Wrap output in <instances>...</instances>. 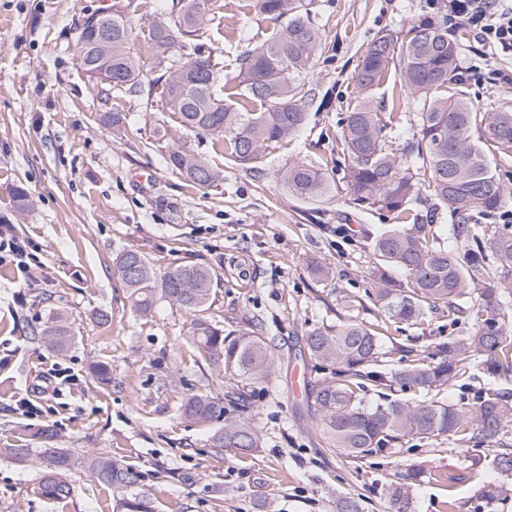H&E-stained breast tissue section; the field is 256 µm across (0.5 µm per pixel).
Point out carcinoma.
<instances>
[{
	"instance_id": "carcinoma-1",
	"label": "carcinoma",
	"mask_w": 512,
	"mask_h": 512,
	"mask_svg": "<svg viewBox=\"0 0 512 512\" xmlns=\"http://www.w3.org/2000/svg\"><path fill=\"white\" fill-rule=\"evenodd\" d=\"M312 4L313 0H256L257 12L280 26L239 56L233 82L260 111L243 112L225 102L217 92L220 76L211 54L191 45L201 25L221 23L222 0H168L149 30L153 68L162 74L148 86L163 80L169 110L184 128L212 137L234 164L252 165L305 123L301 86L323 40L321 29L310 20ZM136 8L135 0L118 2L103 29L89 28L78 36V62L88 66V78L120 93L144 92L143 62L133 50L129 23ZM446 26L447 13L428 3L403 37L385 32L367 45L355 77L358 95L341 137L347 155L345 178L356 204H373L401 219L425 194L445 207L450 218L446 247L433 245L428 225L416 216L411 224L367 232L374 259L370 295L397 324L415 325L425 305L443 303L453 321L470 323L474 331L437 344L429 361L417 358L390 372L373 369L381 355V336L361 322L309 333V354L343 367L310 389L321 432L354 460L382 453L406 436L484 441L512 422V404L493 390L475 403L390 401L365 408L359 398L367 383L430 393L456 378L472 360L494 377L512 372V337L506 332L512 324V232L509 225L498 223L506 212L504 185L483 149L488 143L500 157H512V111H473L464 91L457 88V49L440 32ZM102 38L111 42L106 58L95 52L94 44ZM177 47L184 53L174 60ZM392 68L399 72L401 89L420 103L415 132L398 154L388 149L387 129L400 117L378 111L373 97ZM169 163L197 185L221 176L204 157L190 151L171 152ZM279 178L289 195L304 201L322 202L335 191L321 169L304 162L289 164L279 171ZM116 267L134 311L146 312L165 300L192 314L193 344L217 371L245 386L271 376L274 361L264 336L255 330L226 331L205 315L217 279L210 266L190 262L159 277L144 255L127 249L116 257ZM396 268L412 276L410 286L392 279ZM42 336L62 351L73 339L72 323L58 313ZM90 375L100 385L112 382L105 362L92 363ZM183 413L199 423L224 418V408L204 394L187 397ZM36 436L52 465L42 481V494L54 502L66 501L74 493L66 477L70 456L54 446L52 426L41 427ZM210 442L213 448H233L247 456L259 447L260 435L248 422L230 421L214 430ZM87 469L99 485L112 490L113 512H156L143 489L141 472L124 460L99 452L88 458ZM423 474V468L413 466L390 482L386 495L393 512H412V489ZM508 493L505 484L491 481L483 486L481 498L494 504Z\"/></svg>"
}]
</instances>
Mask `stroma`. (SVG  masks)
Returning a JSON list of instances; mask_svg holds the SVG:
<instances>
[{"label":"stroma","instance_id":"obj_1","mask_svg":"<svg viewBox=\"0 0 512 512\" xmlns=\"http://www.w3.org/2000/svg\"><path fill=\"white\" fill-rule=\"evenodd\" d=\"M114 2L0 0V225L31 243L29 273L0 265V512H112L111 490L95 484L85 465L101 451L143 473L157 512H335L340 496L358 500L362 512H390L386 483L414 465L425 476L413 488V512H512V497L490 506L480 494L497 477L494 455L512 448V424L483 443L406 437L355 461L324 438L308 400L332 371L307 352L313 329L347 320L377 328L390 371L471 330L441 304L399 329L367 297L365 233L394 219L354 204L343 178L341 122L355 102L361 53L382 32L405 34L426 0H314L311 16L324 40L301 91L306 122L253 170L228 162L211 137L183 128L161 88L108 95L89 81L77 37L89 14ZM274 28L257 15L255 0H224L223 26L199 31L198 43L219 63L226 102L239 100L231 81L239 55ZM448 36L474 109L512 110V55L491 53L464 26ZM107 112L123 114L120 134L103 126ZM160 127L165 137H157ZM177 149L205 157L223 178L191 185L168 165ZM296 160L326 170L336 187L330 202L288 195L278 172ZM19 185L34 201L22 215L12 198ZM126 249L140 251L159 274L190 261L211 266L218 282L207 316L228 330L261 328L274 355L271 377L237 400L236 380L195 349L189 313L165 301L133 312L115 265ZM318 265L328 277L314 274ZM59 311L74 329L62 352L39 337ZM94 361L111 365V385L91 380ZM57 365L70 369L75 384L58 396L38 391ZM490 387L512 397V374L495 378L473 363L437 398L473 403ZM195 393L211 396L225 419L253 424L260 447L246 457L211 447L213 424L180 413ZM27 395L39 416L13 412ZM46 424L71 455L75 493L62 503L39 490L48 462L34 433ZM11 448L29 449L28 463H15ZM186 473L193 483L183 481Z\"/></svg>","mask_w":512,"mask_h":512}]
</instances>
